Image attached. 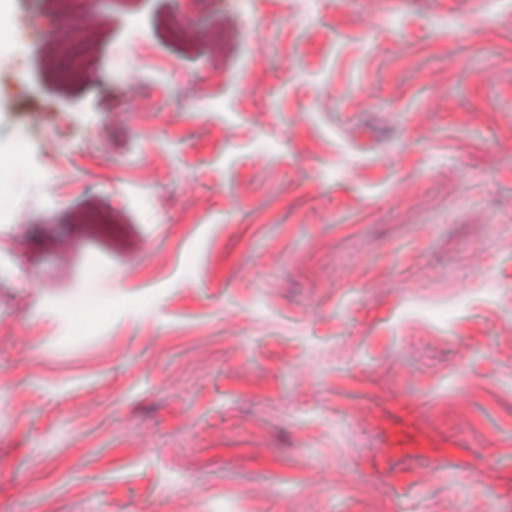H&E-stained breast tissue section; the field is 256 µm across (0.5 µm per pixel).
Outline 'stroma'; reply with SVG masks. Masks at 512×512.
<instances>
[{
  "label": "stroma",
  "instance_id": "1",
  "mask_svg": "<svg viewBox=\"0 0 512 512\" xmlns=\"http://www.w3.org/2000/svg\"><path fill=\"white\" fill-rule=\"evenodd\" d=\"M11 18L0 512H512V0Z\"/></svg>",
  "mask_w": 512,
  "mask_h": 512
}]
</instances>
